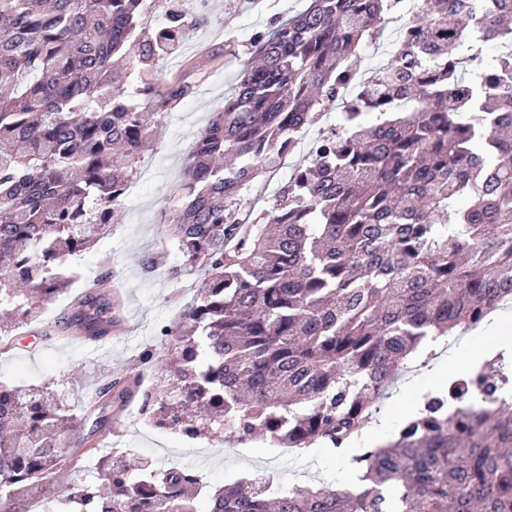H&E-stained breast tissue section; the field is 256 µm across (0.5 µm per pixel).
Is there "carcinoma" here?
I'll use <instances>...</instances> for the list:
<instances>
[{"label": "carcinoma", "instance_id": "carcinoma-1", "mask_svg": "<svg viewBox=\"0 0 512 512\" xmlns=\"http://www.w3.org/2000/svg\"><path fill=\"white\" fill-rule=\"evenodd\" d=\"M146 0H0V309L28 321L75 280L69 259L114 224L139 151L194 85L146 84L182 41L180 6L137 32ZM399 0H308L255 35L237 79L185 161V202L165 230L180 279L204 274L160 329L151 387L130 377L142 419L228 444L261 432L279 448L340 450L411 357L512 303V0H424L376 82L349 87L352 55ZM479 20L494 56L467 40ZM341 106L311 159L257 210L294 136ZM103 277L63 330L112 326ZM512 387L501 368L448 383L384 445L353 458L359 483L239 478L208 495L198 470L158 472L73 434L76 408L46 386L0 384V512H26L72 458L98 477L59 512H512V410L469 406ZM109 419L112 386L94 401Z\"/></svg>", "mask_w": 512, "mask_h": 512}]
</instances>
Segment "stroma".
I'll return each mask as SVG.
<instances>
[{"mask_svg":"<svg viewBox=\"0 0 512 512\" xmlns=\"http://www.w3.org/2000/svg\"><path fill=\"white\" fill-rule=\"evenodd\" d=\"M306 5L307 0H190L186 4L192 30L170 56L142 73V81L179 78L185 71L184 60L201 47L219 48L223 54L180 111L161 119L156 139L139 156L133 190L126 193L116 213L111 235L72 261L81 276L92 279L110 274L118 290L116 325L124 333L120 339L109 336L94 343L67 338L60 326L73 297L59 296L31 322L16 325L10 335L11 347L0 350V383L48 386L92 420L96 414L88 398L100 382L135 375L149 379L141 353L159 348V327L177 321L180 304L196 294L167 274L176 255L163 227L165 214L182 202V169L193 138L229 92L255 34L269 28L274 18ZM146 254L157 261L154 272L140 265ZM503 326L512 328V306L495 310L492 318L484 320L482 332L465 334L450 344L439 342L432 355L411 361L407 372L389 388L379 411L344 451L315 445L292 458L261 436L234 446L215 439L190 441L144 423L135 400L114 411L111 423L98 434L105 437L109 448L129 449L134 462L199 467L211 490L240 477L285 485L354 483L360 475L353 460L355 450L373 447L380 437L392 438L411 418L408 404H423L450 380L484 366L499 362L512 371V350L494 349V339Z\"/></svg>","mask_w":512,"mask_h":512,"instance_id":"obj_1","label":"stroma"}]
</instances>
